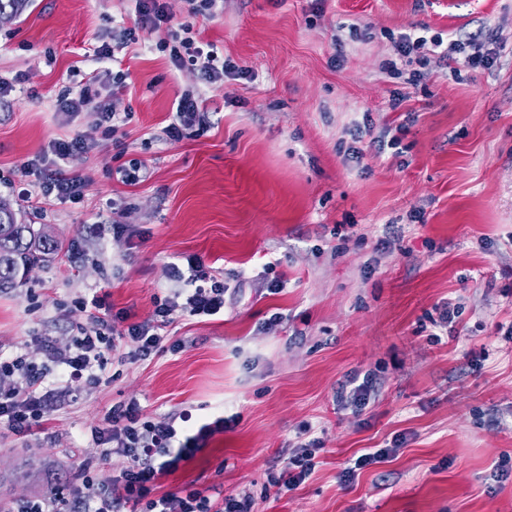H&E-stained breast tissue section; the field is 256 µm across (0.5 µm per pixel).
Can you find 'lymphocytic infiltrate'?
I'll list each match as a JSON object with an SVG mask.
<instances>
[{"instance_id": "1", "label": "lymphocytic infiltrate", "mask_w": 512, "mask_h": 512, "mask_svg": "<svg viewBox=\"0 0 512 512\" xmlns=\"http://www.w3.org/2000/svg\"><path fill=\"white\" fill-rule=\"evenodd\" d=\"M183 32V37L168 47L177 69H200L212 83L234 73L231 62L203 48L192 26H184ZM58 108L70 115L98 109L105 135L117 130L116 114L102 104L95 80H88L78 90H65L58 99ZM208 122L200 98L187 91L180 96L175 116L163 132L169 139L178 140L188 131L206 127ZM89 148V143L79 137L58 140L26 162L25 172L39 177V199L80 196L81 180L66 174L62 164ZM187 264L184 270L172 267L171 275L179 281V288L155 301L153 311L142 321L118 324L104 297L95 294L80 300L86 318L76 324V334L68 346L61 348L39 337L23 344L13 356L0 358V423L17 434L42 428L54 394L69 393L75 382L96 386L108 364H133L163 351L170 340L168 328L177 317L214 316L223 311L227 292L223 279L205 270L198 259H188ZM51 364L60 369L61 378L49 385L45 378ZM108 421V427L92 429L95 450L82 467L91 469L117 455L127 459L126 468L105 483L85 480L57 487L41 497L19 499L12 512H253V500L246 493L218 502L195 489L182 495H151L161 475L192 459L214 433L232 428L235 417L222 416L196 425L191 412L185 410L176 418L146 421L139 404L132 400L114 407ZM320 446L319 439L301 437L280 472L271 474V483L287 489L302 483L314 468L315 451Z\"/></svg>"}]
</instances>
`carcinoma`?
<instances>
[{
  "label": "carcinoma",
  "mask_w": 512,
  "mask_h": 512,
  "mask_svg": "<svg viewBox=\"0 0 512 512\" xmlns=\"http://www.w3.org/2000/svg\"><path fill=\"white\" fill-rule=\"evenodd\" d=\"M30 0H0V22L12 21L28 7ZM63 242L50 237L18 218L0 201V288L13 286L37 261L57 256Z\"/></svg>",
  "instance_id": "1"
}]
</instances>
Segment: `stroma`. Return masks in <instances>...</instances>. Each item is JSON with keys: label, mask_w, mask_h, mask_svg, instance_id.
<instances>
[{"label": "stroma", "mask_w": 512, "mask_h": 512, "mask_svg": "<svg viewBox=\"0 0 512 512\" xmlns=\"http://www.w3.org/2000/svg\"><path fill=\"white\" fill-rule=\"evenodd\" d=\"M167 6L170 22L128 45L132 0H34L0 23V76L24 77L0 99V200L66 245L0 290V357L37 336L69 344L79 299L98 290L143 320L187 255L228 287L222 314L175 319L179 350L72 384L30 435L0 424V512L79 483L91 427L132 398L151 420L238 418L162 476L160 495L247 493L254 512H512V0H224L208 20ZM187 23L239 75L175 69L160 44ZM479 30L488 68L395 49ZM104 43L113 59L95 55ZM93 74L119 114L110 137L95 110L56 109ZM188 89L210 123L173 141L163 129ZM392 132L398 149L351 158L355 140ZM77 136L91 148L64 168L80 197L37 213L24 163ZM133 160L147 174L127 185L118 170ZM369 370L366 412L338 407L339 385ZM306 425L323 442L313 472L269 484ZM390 446L344 482L352 459Z\"/></svg>", "instance_id": "obj_1"}]
</instances>
